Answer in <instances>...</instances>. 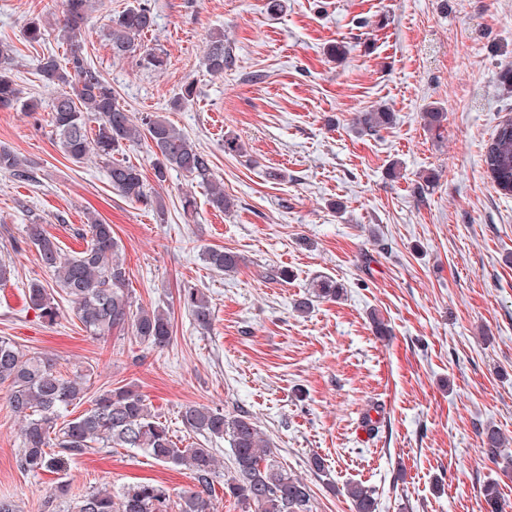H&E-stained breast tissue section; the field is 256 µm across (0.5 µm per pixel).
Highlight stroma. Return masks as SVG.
<instances>
[{"mask_svg":"<svg viewBox=\"0 0 512 512\" xmlns=\"http://www.w3.org/2000/svg\"><path fill=\"white\" fill-rule=\"evenodd\" d=\"M149 2L156 26L142 41L167 51L164 71L114 59L99 17L89 57L134 117L165 116L212 155L234 207L215 210L206 188L179 172L157 182L152 154L127 150L163 200L157 214L113 190L103 163L67 159L49 112L0 110V146L34 172L30 181L0 175V229L20 240L42 225L69 253L84 248L75 230L96 212L123 249L135 305L168 311L173 339L156 351L128 329L94 339L64 299L45 324L24 285L52 283L51 273L34 247L16 251L1 237L15 278L0 285V336L54 355L62 375L88 372L92 388H135L183 445L193 440L184 405L247 410L288 474L313 489L312 512H352L351 483L373 491L376 512H485L479 490L489 479L512 512V463L485 459L479 437L482 426L500 428L512 460V196L483 162L485 143L512 118L500 84L512 68V0H285L275 15L266 0ZM59 11L60 0H0V41L16 50L23 92H42L34 60L60 45L30 46L22 29ZM216 30L232 56L220 75L203 65ZM341 42L347 56L331 58ZM191 81L194 103L173 109ZM380 105L393 124L357 132L355 114ZM433 106L447 114L439 136L422 119ZM232 137L246 155L225 152ZM271 169L280 179L267 178ZM426 176L432 185L417 196ZM187 189L196 200L188 214ZM213 247L243 257L236 274L208 267ZM319 275L343 296L295 312ZM186 288L208 298L210 329L180 305ZM374 314L390 337L374 335ZM6 398L2 385L0 498L46 512L56 476L19 470V422ZM315 455L324 471L311 468ZM68 477L76 496L151 480L176 500L195 486L189 470L124 448L76 457Z\"/></svg>","mask_w":512,"mask_h":512,"instance_id":"obj_1","label":"stroma"}]
</instances>
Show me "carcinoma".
<instances>
[{
    "mask_svg": "<svg viewBox=\"0 0 512 512\" xmlns=\"http://www.w3.org/2000/svg\"><path fill=\"white\" fill-rule=\"evenodd\" d=\"M99 0H61L60 42L63 55L42 54L35 70L43 87L54 91L44 101L24 98L12 75L14 46L0 41V108H21L25 112L49 109L57 146L72 162L92 157L108 166L112 189L124 198L164 213L161 200L148 194L140 169L115 155L125 149L144 146L155 156L154 176L167 180L179 171L207 187L213 208L232 207L224 186L214 179L211 155L161 116L134 118L119 102L112 85L88 59L87 24ZM112 56L124 59L140 53L142 65L160 70L167 65V53L160 48L142 49L141 37L153 30L155 17L144 0H133L119 14L103 17ZM52 24L35 16L24 28L29 44L45 40ZM205 66L212 74L224 73L230 61L224 48V32L210 33ZM95 120V126L89 121ZM446 113L438 107L424 112V126L441 135ZM392 123L384 108L359 112L354 125L375 134ZM484 163L500 191L512 194V121L499 124L486 146ZM0 174L19 180L32 177L27 159L0 147ZM86 239L83 250L66 254L59 242L48 236L40 224H29L26 241L37 250L41 264L52 273L64 298L74 304L76 316L88 335L104 339L114 331L129 329L140 344L151 350L168 346L173 338L169 312L160 308L133 307L127 288V271L121 246L112 225L96 213H86V224L77 229ZM208 266L225 274L238 271L243 257L231 250L210 249L204 253ZM54 289L39 280L25 290L29 307L47 324L55 322L58 303ZM343 288L324 276L312 284L310 296L299 300L295 309L308 312L315 299L336 300ZM180 301L202 330L209 328L213 313L206 296L196 288L183 289ZM0 384L8 386L7 405L19 419L17 465L27 474H58L45 503L49 512H213L212 493L219 462L214 449L199 442L178 446L169 426L151 409L143 395L128 386L89 393L86 376L64 377L57 358L43 352H23L11 339L0 336ZM87 401L90 407L74 417L70 407ZM181 423L189 433L210 439L228 438L233 451L234 473L224 480V493L235 498L244 512H311L313 490L303 479L288 474L277 461L276 450L264 438L253 416L244 410H224L204 404H188L180 411ZM486 458L500 464L506 438L500 429L486 426L479 432ZM96 448L138 449L157 462L189 470L196 489L171 500L168 490L157 483L140 482L112 490L104 486L73 497L67 480V466L78 456ZM354 512H376V501L367 487L355 483L346 489ZM488 512H502L499 484L488 481L481 488Z\"/></svg>",
    "mask_w": 512,
    "mask_h": 512,
    "instance_id": "cac0c4a2",
    "label": "carcinoma"
}]
</instances>
